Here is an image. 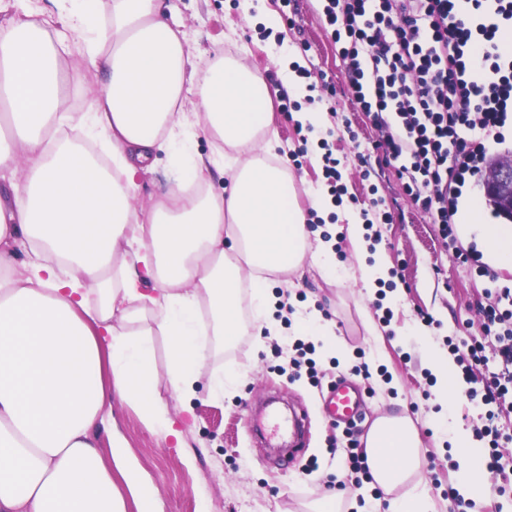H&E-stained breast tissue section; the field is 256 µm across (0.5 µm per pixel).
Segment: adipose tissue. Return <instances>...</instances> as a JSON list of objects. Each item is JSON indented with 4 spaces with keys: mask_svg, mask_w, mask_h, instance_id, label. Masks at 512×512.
<instances>
[{
    "mask_svg": "<svg viewBox=\"0 0 512 512\" xmlns=\"http://www.w3.org/2000/svg\"><path fill=\"white\" fill-rule=\"evenodd\" d=\"M50 2L0 0V512H126L116 473L137 512H163L123 436L101 454L100 412L117 393L146 428L177 436L156 392L153 332L168 340L171 394L191 401L212 342L241 332L242 281L255 318L278 332L265 288L302 268L306 216L274 153L271 91L251 69L219 48L199 64L162 0H112L107 14L101 0ZM75 52L93 80L66 69ZM65 75L87 92L85 112L62 93ZM202 133L205 156L191 150ZM162 155L174 184L143 217L137 178ZM214 170L228 189L194 192ZM21 245L29 259L18 266ZM425 360L449 409L463 389L455 361L436 347ZM445 431L455 488L480 504L481 450L469 430ZM418 445L409 418L375 419L367 462L390 500L365 497L359 512H433L424 493L394 494L418 467Z\"/></svg>",
    "mask_w": 512,
    "mask_h": 512,
    "instance_id": "obj_1",
    "label": "adipose tissue"
}]
</instances>
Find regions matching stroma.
<instances>
[{
	"mask_svg": "<svg viewBox=\"0 0 512 512\" xmlns=\"http://www.w3.org/2000/svg\"><path fill=\"white\" fill-rule=\"evenodd\" d=\"M189 39L194 54L207 56L214 48L240 59L266 82L281 84L288 72L282 57H301L312 73L313 98L300 102L301 109L323 113L332 135L329 139L339 159L343 196L341 219L321 224L316 235L331 234L336 267H357L347 235L348 217L359 216L373 198L384 201L392 221L380 225L381 241L393 274V289L385 297L367 295L361 282H339L323 273L314 256H306L302 273L270 276L267 293L273 301L292 307H316L324 318L336 322L342 344L350 355H362L370 378L356 375L334 352H326L319 366L323 378L313 384L288 366L291 346L278 337L263 334L255 321L249 290L240 294V312L246 328L241 336L217 348L199 381L190 406L172 398L167 385L163 336L153 338L157 394L173 417L182 421L185 447L172 438L147 429L137 413L120 396L103 408L106 421H116L130 453L158 489L165 512H306L326 494L336 493L341 512H352L356 486L347 482L348 469L343 429L330 427L321 414L322 396L336 377L359 384L369 418L397 413L414 422L421 446V486L436 504V512H448L444 495L454 478L458 458L441 448L442 421L433 404L435 378L424 364L426 340L445 347L447 338L462 340L481 335L482 317L477 311L489 284L455 260L442 244L436 227L417 209L401 188L395 166L370 159L361 163L358 154L377 135L363 112L352 101L345 78L340 45L325 29L317 14L316 0H166ZM328 89H319V81ZM392 309L390 325L376 317L377 306ZM433 322L424 325L421 316ZM386 371L392 386L379 384L377 374ZM238 375L224 395L209 391L210 377L218 372ZM279 396L282 407H301L309 414L307 451L292 465L283 457L267 456L254 444L245 415L268 395ZM339 451H331V442ZM315 470H307L309 459ZM346 482L335 491L336 482Z\"/></svg>",
	"mask_w": 512,
	"mask_h": 512,
	"instance_id": "1",
	"label": "stroma"
}]
</instances>
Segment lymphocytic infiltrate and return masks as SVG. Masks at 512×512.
Returning <instances> with one entry per match:
<instances>
[{
	"mask_svg": "<svg viewBox=\"0 0 512 512\" xmlns=\"http://www.w3.org/2000/svg\"><path fill=\"white\" fill-rule=\"evenodd\" d=\"M341 42L353 99L378 138L373 149L399 165L406 195L454 257L497 281L476 247L463 246L455 218L465 188L512 131V0H317ZM483 335L451 344L465 380L496 358L498 370L470 400L512 412V288L482 308ZM497 347L487 352V338Z\"/></svg>",
	"mask_w": 512,
	"mask_h": 512,
	"instance_id": "lymphocytic-infiltrate-1",
	"label": "lymphocytic infiltrate"
}]
</instances>
